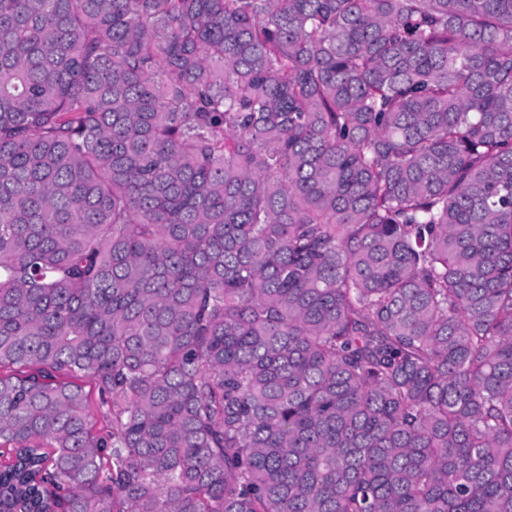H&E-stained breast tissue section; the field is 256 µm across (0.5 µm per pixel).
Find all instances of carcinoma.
<instances>
[{
  "mask_svg": "<svg viewBox=\"0 0 512 512\" xmlns=\"http://www.w3.org/2000/svg\"><path fill=\"white\" fill-rule=\"evenodd\" d=\"M7 455L0 512H512V0H0Z\"/></svg>",
  "mask_w": 512,
  "mask_h": 512,
  "instance_id": "cac0c4a2",
  "label": "carcinoma"
}]
</instances>
